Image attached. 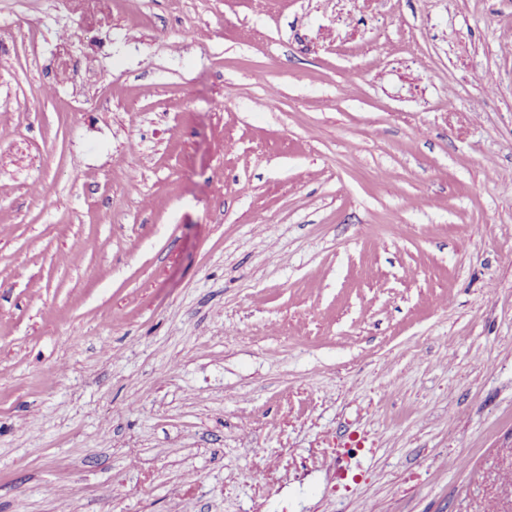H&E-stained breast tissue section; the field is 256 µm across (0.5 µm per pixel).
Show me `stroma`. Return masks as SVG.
I'll use <instances>...</instances> for the list:
<instances>
[{"label": "stroma", "mask_w": 512, "mask_h": 512, "mask_svg": "<svg viewBox=\"0 0 512 512\" xmlns=\"http://www.w3.org/2000/svg\"><path fill=\"white\" fill-rule=\"evenodd\" d=\"M0 512H512V0H0Z\"/></svg>", "instance_id": "35a3bbf8"}]
</instances>
